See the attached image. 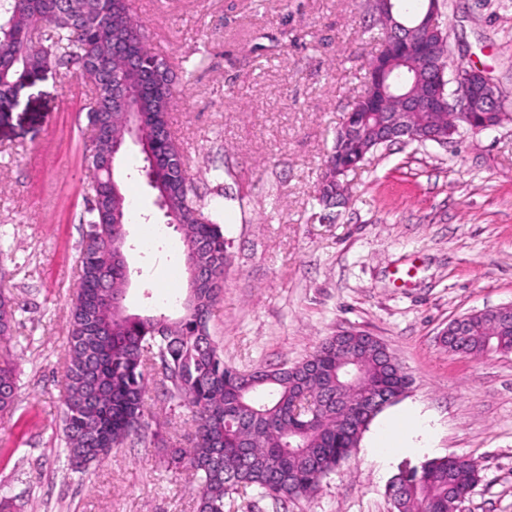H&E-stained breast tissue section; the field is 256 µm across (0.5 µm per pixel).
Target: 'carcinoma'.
<instances>
[{"label": "carcinoma", "instance_id": "carcinoma-1", "mask_svg": "<svg viewBox=\"0 0 512 512\" xmlns=\"http://www.w3.org/2000/svg\"><path fill=\"white\" fill-rule=\"evenodd\" d=\"M0 0V107L39 69L51 63L74 68L94 64L86 79L92 113L112 112L109 139L90 140L93 171L88 189L94 200L78 257L79 282L69 307L68 349L64 363L63 432L69 465L84 471L148 428L146 373L162 376L169 399L190 411L194 436L189 448H174L164 462L182 466L197 479V512H224L226 495L258 490L275 500L314 494L322 479L348 460L380 411L361 406L363 391L396 387L390 358L370 348L365 336L324 339L306 359L289 367L239 371L224 364L208 322L223 290L230 262L224 233L195 192L175 136L168 133L176 73L174 64L147 50L140 66L150 79L132 98L150 114L136 133L143 172L162 201L167 223L179 231L184 263L205 266L217 284L198 290V305L171 319L164 314L122 312L127 271L112 264V247H124L123 224L131 207L116 169L108 164L111 140L129 139L123 109L112 105V85L125 80L124 60L112 50L124 36L144 38L130 0ZM42 21L48 44L27 40ZM354 154L377 151L372 128ZM13 299L0 291V336L12 331ZM448 351L462 356L512 353V322L481 317L466 334L445 339ZM17 378L0 367V413L12 410ZM481 480L468 459L444 456L402 469L391 481L396 512H459L468 490Z\"/></svg>", "mask_w": 512, "mask_h": 512}]
</instances>
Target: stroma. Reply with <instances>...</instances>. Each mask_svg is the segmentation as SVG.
I'll use <instances>...</instances> for the list:
<instances>
[{
  "instance_id": "1",
  "label": "stroma",
  "mask_w": 512,
  "mask_h": 512,
  "mask_svg": "<svg viewBox=\"0 0 512 512\" xmlns=\"http://www.w3.org/2000/svg\"><path fill=\"white\" fill-rule=\"evenodd\" d=\"M146 44L173 62L170 112L193 183L222 225L231 263L209 331L225 364L284 367L325 337L380 338L412 379L370 424L351 458L311 497L233 493L225 512H396L388 492L424 457L471 458L481 480L462 512H512V353L448 352L450 320L512 304V0H441L453 64L483 70L507 115L448 145L380 148L327 208L319 185L341 120L378 48L365 0H132ZM85 83L43 69L0 110V288L15 301L0 366L19 397L0 417L5 512H195L193 476L165 470L190 445L191 414L151 375L146 403L160 438L129 441L86 474L65 466L62 368L91 171ZM120 155L136 215L127 228L131 313L178 316L183 244L142 173ZM415 412L426 435L409 436ZM392 456L367 450L382 425Z\"/></svg>"
}]
</instances>
